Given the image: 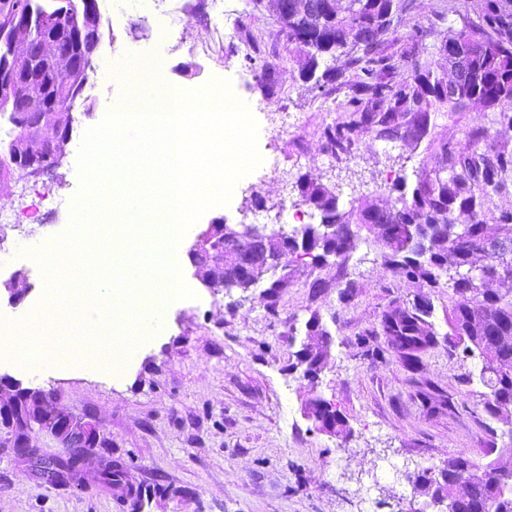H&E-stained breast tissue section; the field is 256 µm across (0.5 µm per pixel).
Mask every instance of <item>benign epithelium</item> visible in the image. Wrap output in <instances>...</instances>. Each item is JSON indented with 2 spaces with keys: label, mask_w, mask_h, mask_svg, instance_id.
Returning a JSON list of instances; mask_svg holds the SVG:
<instances>
[{
  "label": "benign epithelium",
  "mask_w": 512,
  "mask_h": 512,
  "mask_svg": "<svg viewBox=\"0 0 512 512\" xmlns=\"http://www.w3.org/2000/svg\"><path fill=\"white\" fill-rule=\"evenodd\" d=\"M81 32L82 48L75 51L73 42L56 30H40L24 22L7 29L15 65L11 70L0 68V102L17 99L20 109L14 116L18 128L16 151L9 167L38 181L58 164L75 121L76 108L49 94V73L56 67L65 69L66 80L85 88L89 74L96 71V56L101 43L100 18L92 10L74 19ZM266 231L252 227L245 243L235 241L231 262H224V225L210 224L201 232L189 250L192 260H206L204 268H195L196 276L205 286L224 285V273L233 269L248 270L255 261L257 245ZM18 390L0 398V426L12 427L10 407ZM35 423L39 432L52 436L63 447L96 446L100 443L102 426L96 420L78 417L54 405L50 393L30 390Z\"/></svg>",
  "instance_id": "obj_1"
}]
</instances>
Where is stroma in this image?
<instances>
[{
  "label": "stroma",
  "instance_id": "obj_1",
  "mask_svg": "<svg viewBox=\"0 0 512 512\" xmlns=\"http://www.w3.org/2000/svg\"><path fill=\"white\" fill-rule=\"evenodd\" d=\"M99 10L103 37L96 72L58 166L37 183L14 173L0 191V210L23 214L19 223L6 225L9 252L0 255V287L12 282L24 292L16 305L0 296V314L11 321L29 317L46 292L29 251L63 235L70 221L64 207L26 214L28 196L77 195L83 135L128 89L120 67L125 55L157 62L161 79L180 90L229 81L258 124L260 154L279 158L277 167L241 179L227 206L208 210L188 229L181 250L217 219L290 227L299 177L334 187L345 208L373 197L387 178L403 174L412 184L417 172L438 164L427 146L412 150L365 131L347 169L336 168L321 131L335 118L339 95L323 96L302 79L304 59L279 36L275 18L251 11L245 0H173L164 16L154 14L152 0H99ZM411 15L435 23L432 47L463 25L450 0H413ZM249 35L266 52L271 86L261 85L245 59L243 39ZM283 267L289 285L273 316L265 284L228 297L223 289L203 286L191 261L183 260L181 276L193 298L165 306L160 331L144 338L117 374L82 355L67 369L0 358V377L45 389L59 407L99 420L103 455L145 491L128 500L91 475L66 486L50 483L31 471L0 430V512H433L430 495L413 484L418 471L444 466L461 452L481 465L489 444L507 445L505 421L482 411L483 386L464 381L478 372V363L461 361L447 342H438L415 366L393 353L378 360L357 354L359 333L375 328L392 301L430 296L435 327L446 333L447 293L389 278L362 243L349 263L359 287L345 305L337 298L335 265L318 270L325 283L318 290L309 288L295 257H286ZM314 313L329 338L308 335L306 322ZM306 346L328 349L327 363L313 379L295 368ZM425 392L453 397L457 411L424 406ZM319 397L345 416L347 436L322 433L305 417V406Z\"/></svg>",
  "mask_w": 512,
  "mask_h": 512
}]
</instances>
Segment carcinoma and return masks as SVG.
<instances>
[{"label": "carcinoma", "mask_w": 512, "mask_h": 512, "mask_svg": "<svg viewBox=\"0 0 512 512\" xmlns=\"http://www.w3.org/2000/svg\"><path fill=\"white\" fill-rule=\"evenodd\" d=\"M34 25L48 22L62 11L76 13L83 0H24ZM288 16L279 20L287 41L305 57L303 78L315 83L340 82L345 89L338 105L340 116L325 125L322 137L335 159L351 157L361 132L369 131L387 142L401 141L417 148L424 139L437 150L441 164L421 170L415 185L407 187L401 175L376 188L387 195L385 205L359 200L349 209L339 207L329 186L308 178L299 180L300 205L319 214V223L292 230L279 227L267 236L265 249L278 253L281 237L308 258L311 269L336 264L339 302L355 296L357 283L348 267L356 242H371L377 259L394 277L417 282L433 291L448 290V348L465 358L479 360L478 380L484 393V413L500 418L512 410V295H501L489 284L512 280V210L489 213L491 199L512 184V146L499 143L491 128L468 135L469 147L458 148L448 130L436 120L457 112L471 102L495 108L512 101V0H453L452 12L465 19L453 35L455 48L446 54L459 56L456 79L459 93L448 92V76L438 65L436 52L425 47L432 32L420 22H411V0H288ZM246 56L255 72L265 76L267 61L256 41ZM346 68H336L338 57ZM329 60L321 75L320 62ZM411 68L404 77L400 71ZM498 233L485 232L487 220ZM482 267L483 275L472 279L469 271ZM268 281V309L277 312L280 288L288 287V274H276L260 264L252 271L224 275L226 292L248 289ZM433 305L428 299L409 304L392 302L380 315L378 328L363 331L358 338L362 355L377 358L388 350L413 363L438 343L430 321ZM385 338L387 349L370 345V337ZM298 362L304 376L314 379L327 362L324 349L304 348ZM307 417L320 427L334 422L333 435L347 434L344 416L323 398L307 406ZM28 427L14 432V448L49 480L65 485L77 476L95 471L105 484H112L123 471L112 460L96 455L95 449L77 447L65 460L45 461L24 446ZM469 471L463 512H512V445L485 465L477 466L465 453L448 458L434 471L426 467L414 480L415 488L431 483L449 496L458 495L457 475Z\"/></svg>", "instance_id": "obj_1"}]
</instances>
